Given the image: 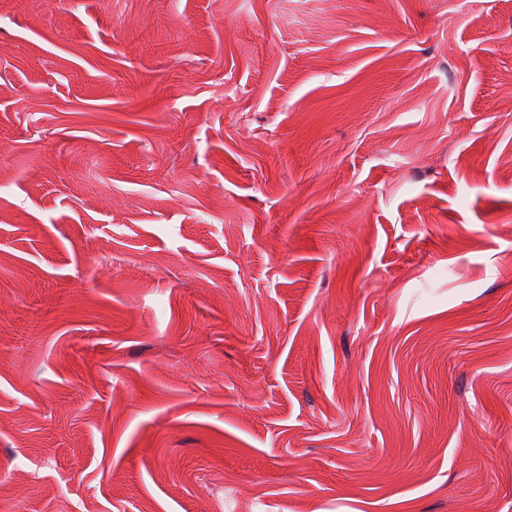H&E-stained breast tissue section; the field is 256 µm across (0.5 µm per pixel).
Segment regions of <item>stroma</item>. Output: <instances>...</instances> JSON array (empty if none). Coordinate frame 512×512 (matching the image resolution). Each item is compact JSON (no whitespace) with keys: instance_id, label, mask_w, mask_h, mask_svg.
Segmentation results:
<instances>
[{"instance_id":"obj_1","label":"stroma","mask_w":512,"mask_h":512,"mask_svg":"<svg viewBox=\"0 0 512 512\" xmlns=\"http://www.w3.org/2000/svg\"><path fill=\"white\" fill-rule=\"evenodd\" d=\"M7 512H512V0H0Z\"/></svg>"}]
</instances>
